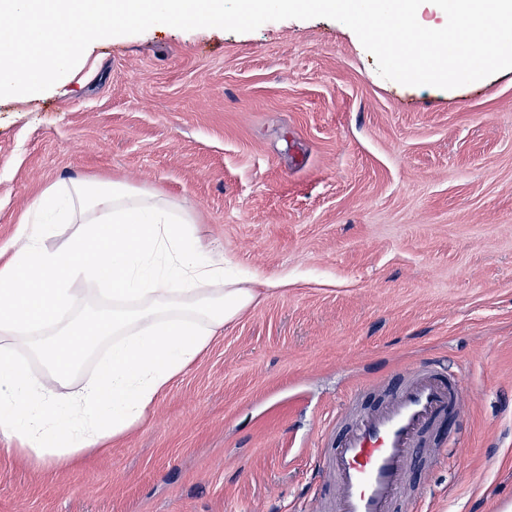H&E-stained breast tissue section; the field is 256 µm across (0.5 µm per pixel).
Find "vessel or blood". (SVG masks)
I'll return each instance as SVG.
<instances>
[{"mask_svg":"<svg viewBox=\"0 0 512 512\" xmlns=\"http://www.w3.org/2000/svg\"><path fill=\"white\" fill-rule=\"evenodd\" d=\"M466 398L462 376L431 360L400 370L387 397L369 409L340 408L336 432L322 440L318 456L322 483L334 490L324 512H400L414 460L429 467L440 461L424 446L425 435L460 414Z\"/></svg>","mask_w":512,"mask_h":512,"instance_id":"1","label":"vessel or blood"}]
</instances>
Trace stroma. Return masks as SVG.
I'll use <instances>...</instances> for the list:
<instances>
[{
  "instance_id": "1",
  "label": "stroma",
  "mask_w": 512,
  "mask_h": 512,
  "mask_svg": "<svg viewBox=\"0 0 512 512\" xmlns=\"http://www.w3.org/2000/svg\"><path fill=\"white\" fill-rule=\"evenodd\" d=\"M68 179L161 194L216 256L288 285L80 469L0 437V512H318L316 437L431 358L471 398L434 430L413 512L512 500V69L405 86L331 19L157 24L0 98V249Z\"/></svg>"
}]
</instances>
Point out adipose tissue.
Masks as SVG:
<instances>
[{
  "label": "adipose tissue",
  "instance_id": "1",
  "mask_svg": "<svg viewBox=\"0 0 512 512\" xmlns=\"http://www.w3.org/2000/svg\"><path fill=\"white\" fill-rule=\"evenodd\" d=\"M22 236L0 260V435L38 463L78 467L140 425L261 287L278 285L214 257L188 209L118 181L50 186ZM77 284L86 307L108 296L111 312L75 315ZM106 339L107 360L71 389L70 374ZM21 347L41 376L17 359Z\"/></svg>",
  "mask_w": 512,
  "mask_h": 512
}]
</instances>
